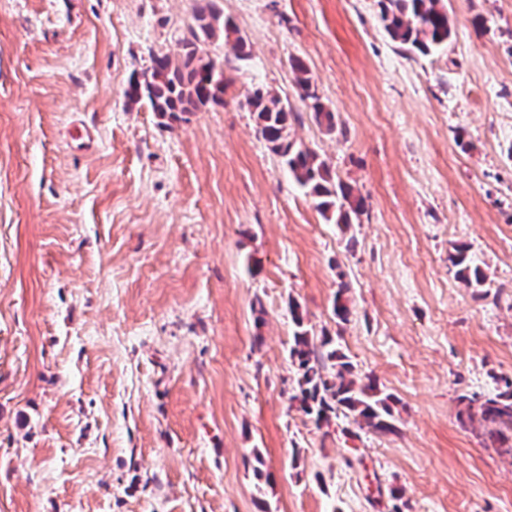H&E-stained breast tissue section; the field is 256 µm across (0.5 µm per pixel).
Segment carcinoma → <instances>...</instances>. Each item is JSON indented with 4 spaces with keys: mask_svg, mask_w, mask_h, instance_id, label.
Here are the masks:
<instances>
[{
    "mask_svg": "<svg viewBox=\"0 0 512 512\" xmlns=\"http://www.w3.org/2000/svg\"><path fill=\"white\" fill-rule=\"evenodd\" d=\"M379 20L389 37L408 45L422 55L444 49L453 32L443 0H379ZM237 32L224 18L220 0H203L191 15L187 36L180 40L176 56L152 58L149 77L135 74L125 96L131 102L146 101L162 117L179 119V114L196 112L204 107L224 104V94L231 81L224 77L227 59L216 62L202 49V43L216 32ZM292 68L299 73L297 86L301 102L312 112L315 122L332 132L336 129L335 112L311 92L306 67L298 60ZM257 112L259 131L271 144L274 153L284 159L294 180L319 198L317 208L332 224L346 226L360 219L366 204L354 188L335 179L326 161L302 144L288 139V120H298L289 102L268 90L257 88L248 99ZM448 261L467 286L480 287L485 275L471 264L464 247L454 248ZM295 331L289 356L297 366L298 392L291 399L316 425L329 423L340 415L380 433L395 430L390 397L382 394L372 379L354 378L353 367L324 334L311 336L304 326L298 306L289 305ZM457 421L463 427L478 424L485 447L512 457V379L504 380V389L489 394H461L457 398Z\"/></svg>",
    "mask_w": 512,
    "mask_h": 512,
    "instance_id": "1",
    "label": "carcinoma"
}]
</instances>
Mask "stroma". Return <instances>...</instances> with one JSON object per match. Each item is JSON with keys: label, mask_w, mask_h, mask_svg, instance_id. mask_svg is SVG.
Here are the masks:
<instances>
[{"label": "stroma", "mask_w": 512, "mask_h": 512, "mask_svg": "<svg viewBox=\"0 0 512 512\" xmlns=\"http://www.w3.org/2000/svg\"><path fill=\"white\" fill-rule=\"evenodd\" d=\"M445 3L453 38L421 55L378 0H223L247 59L173 121L125 91L196 0H0V512H512V458L456 419L512 378V0ZM256 87L359 223L289 175ZM292 302L396 432L291 402ZM292 68L301 75L297 78L301 102L311 110L313 118L319 126H324L329 132L334 131L336 129L335 112L331 108L326 107L316 94L311 92L310 79L306 76V67L300 61L295 60L292 63ZM248 102L257 112L259 131L273 152L284 159L294 180L320 199L317 208L323 218L342 226L358 221L366 208L364 198L356 195L351 185L336 181L326 161L315 152L288 139V120L300 118L288 99L283 102L278 94L257 88ZM448 261L456 268L458 277L468 287H481L485 282V275L478 266H473L468 258L467 250L464 247H455L454 252L449 253Z\"/></svg>", "instance_id": "35a3bbf8"}]
</instances>
